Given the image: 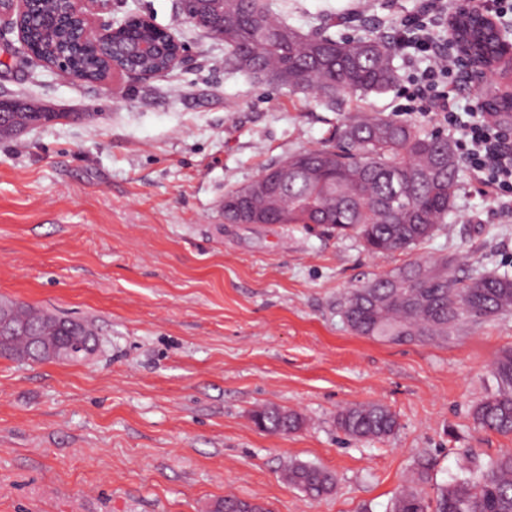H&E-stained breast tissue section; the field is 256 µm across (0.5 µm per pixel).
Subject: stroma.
Segmentation results:
<instances>
[{"mask_svg":"<svg viewBox=\"0 0 512 512\" xmlns=\"http://www.w3.org/2000/svg\"><path fill=\"white\" fill-rule=\"evenodd\" d=\"M289 25L392 40L438 0H275ZM136 14L173 33L187 64L149 80L80 83L26 62L0 32V96L59 120L0 139V299L92 321L97 347L71 362L0 358V512H211L234 495L271 512H390L418 460L431 485L461 476L472 449L512 452L478 428L512 348V313L444 343L360 336L339 301L414 261L454 258L451 275H512V208L462 168L453 211L412 250L367 252L353 233L302 224H230L224 196L289 154L329 142L345 117L381 113L426 130L400 88L331 108L224 70L223 43L177 0H112L99 22ZM339 25L326 27L328 16ZM377 403L398 422L355 439L337 413ZM298 414L258 429L254 411ZM302 461L337 475L306 497L282 478ZM254 420L260 428L275 434H288L298 430L302 425L299 415L278 407H265L255 412Z\"/></svg>","mask_w":512,"mask_h":512,"instance_id":"obj_1","label":"stroma"}]
</instances>
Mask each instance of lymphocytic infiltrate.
<instances>
[{"instance_id":"f902f5d3","label":"lymphocytic infiltrate","mask_w":512,"mask_h":512,"mask_svg":"<svg viewBox=\"0 0 512 512\" xmlns=\"http://www.w3.org/2000/svg\"><path fill=\"white\" fill-rule=\"evenodd\" d=\"M434 25L433 14L425 8L408 16L399 31L405 47L430 61L409 76L410 99L417 102L419 111L442 118L457 132L456 145L471 173L496 200L512 197V125L499 122L493 112L478 111L476 105L460 106L456 87L449 80L452 64L441 53Z\"/></svg>"}]
</instances>
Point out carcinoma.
Here are the masks:
<instances>
[{"mask_svg":"<svg viewBox=\"0 0 512 512\" xmlns=\"http://www.w3.org/2000/svg\"><path fill=\"white\" fill-rule=\"evenodd\" d=\"M213 29H224V69L245 73L291 93L313 94L334 107L344 96L387 93L396 83L392 49L380 37L343 40L309 35L278 17L272 0H196L190 5ZM478 9L453 18L457 49L496 73L502 56L501 37L483 24ZM26 46L38 58L66 57L89 81L102 79L103 58L78 46V20L67 0H31L24 17ZM113 40L164 42L160 31L139 21L117 31ZM170 48L152 56H120L116 63L159 73L168 68ZM459 160L438 132L379 113L348 116L336 128L332 143L290 154L263 171L264 187L253 183L224 196V220L231 224H314L326 232L353 231L372 254L408 251L430 238L454 206ZM453 260L413 261L397 269L399 286L386 277L352 289L340 302V313L360 336L392 341L446 342L465 322L476 323L512 312V277L476 273L458 278L448 273ZM3 305L50 343L92 333L85 322L66 315L37 311L25 303ZM35 354L28 337L0 342V356ZM497 390L474 410L483 429L512 435V349L493 363ZM265 431L288 434L302 419L278 407L255 412ZM338 427L358 439H381L397 428L395 415L380 404L350 406L337 415ZM431 463H418L410 485L396 497L391 512H512V452L484 463L467 456L463 476L426 492ZM283 479L312 499L333 491L336 474L291 461ZM212 512H271L263 503L226 496Z\"/></svg>","mask_w":512,"mask_h":512,"instance_id":"1","label":"carcinoma"}]
</instances>
